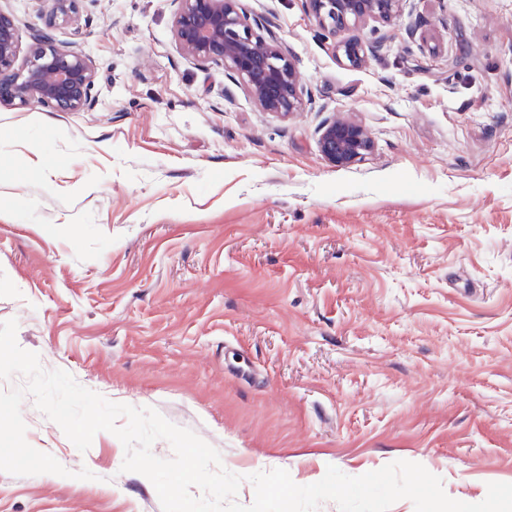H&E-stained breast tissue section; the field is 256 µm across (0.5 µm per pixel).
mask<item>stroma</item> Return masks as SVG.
Masks as SVG:
<instances>
[{
  "label": "stroma",
  "instance_id": "stroma-1",
  "mask_svg": "<svg viewBox=\"0 0 512 512\" xmlns=\"http://www.w3.org/2000/svg\"><path fill=\"white\" fill-rule=\"evenodd\" d=\"M244 3L312 108L258 111L182 56L169 0H82L54 27L98 102L0 105V322L44 370L192 430L241 504L251 474L321 459L416 462L485 499L512 483V0H415L347 32L385 40L357 67L305 0ZM334 118L374 144L347 168L318 148ZM21 413L68 474L0 471V512H162L112 433L82 452Z\"/></svg>",
  "mask_w": 512,
  "mask_h": 512
}]
</instances>
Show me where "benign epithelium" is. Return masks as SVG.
<instances>
[{
  "instance_id": "7a95c632",
  "label": "benign epithelium",
  "mask_w": 512,
  "mask_h": 512,
  "mask_svg": "<svg viewBox=\"0 0 512 512\" xmlns=\"http://www.w3.org/2000/svg\"><path fill=\"white\" fill-rule=\"evenodd\" d=\"M45 28L35 30L24 66L17 65L19 22L0 10V103L39 105L58 112H81L96 102V64L80 50L55 42L56 22L76 23L79 0H43ZM412 0H306L321 28L333 37L367 23L389 25ZM172 33L182 55L201 66L222 65L262 112L286 119L311 101L296 76L294 58L269 20L251 14L243 0H171ZM349 62L360 65L367 49L342 42ZM332 165L352 166L372 150L364 128L351 119L327 121L318 140Z\"/></svg>"
}]
</instances>
